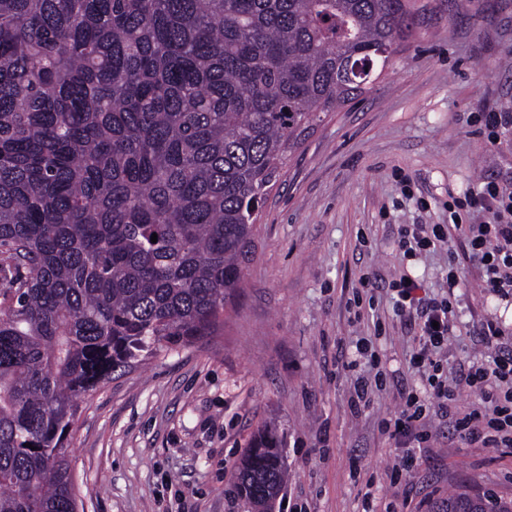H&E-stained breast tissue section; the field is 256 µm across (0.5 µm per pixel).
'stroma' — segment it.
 Masks as SVG:
<instances>
[{
	"label": "stroma",
	"mask_w": 512,
	"mask_h": 512,
	"mask_svg": "<svg viewBox=\"0 0 512 512\" xmlns=\"http://www.w3.org/2000/svg\"><path fill=\"white\" fill-rule=\"evenodd\" d=\"M412 34L369 92L329 114L290 155L263 210L224 333L148 357L91 392L69 437L84 512H251L235 472L253 435L273 428L288 482L273 512H429L459 486L512 496V454L427 423L424 463L403 496L390 482L402 449L380 420L419 385L407 362L416 327L386 291L400 275L438 291L452 238L410 263L400 224H444L475 184L512 188V136L489 144L475 120L512 112V0H410ZM378 275L373 307L351 299L359 269ZM461 322L443 359L486 356L470 333L496 314L512 334V304L488 297L477 269L457 293ZM368 337L386 373L370 407H353L342 370Z\"/></svg>",
	"instance_id": "obj_1"
}]
</instances>
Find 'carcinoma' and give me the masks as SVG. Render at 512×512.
Instances as JSON below:
<instances>
[{
	"label": "carcinoma",
	"mask_w": 512,
	"mask_h": 512,
	"mask_svg": "<svg viewBox=\"0 0 512 512\" xmlns=\"http://www.w3.org/2000/svg\"><path fill=\"white\" fill-rule=\"evenodd\" d=\"M411 30L408 0H0V512H79L85 396L217 335L287 152ZM284 483L265 427L237 493Z\"/></svg>",
	"instance_id": "obj_1"
}]
</instances>
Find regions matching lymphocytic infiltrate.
I'll use <instances>...</instances> for the list:
<instances>
[{
    "mask_svg": "<svg viewBox=\"0 0 512 512\" xmlns=\"http://www.w3.org/2000/svg\"><path fill=\"white\" fill-rule=\"evenodd\" d=\"M454 234L464 240L466 257L480 270L483 288L500 300L511 297L512 192L488 181L457 201L448 223L402 224L397 229L398 245L409 257L435 251ZM418 289V283L403 279L391 285L396 315L418 324L409 363L422 375L421 389L401 392L398 410L380 422L382 434L404 450L391 472L396 484L421 466L416 450L427 443L426 423L434 414L447 417L467 444L512 453V349L501 342L504 332L497 318L488 316L473 327L477 343L490 348V355L462 361L458 381H450L441 353L453 305L444 297L419 295ZM461 385L479 396L478 404L463 413L457 408Z\"/></svg>",
    "mask_w": 512,
    "mask_h": 512,
    "instance_id": "lymphocytic-infiltrate-1",
    "label": "lymphocytic infiltrate"
}]
</instances>
